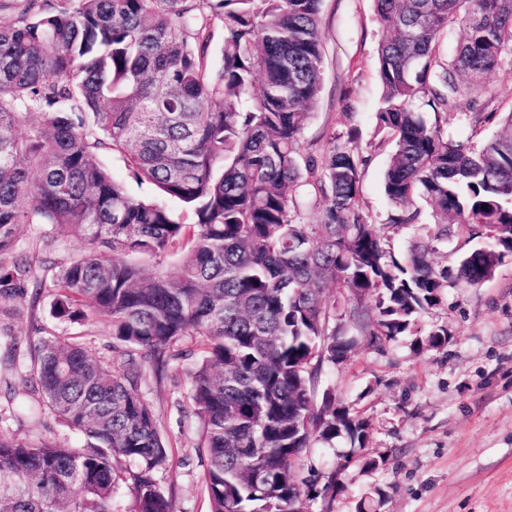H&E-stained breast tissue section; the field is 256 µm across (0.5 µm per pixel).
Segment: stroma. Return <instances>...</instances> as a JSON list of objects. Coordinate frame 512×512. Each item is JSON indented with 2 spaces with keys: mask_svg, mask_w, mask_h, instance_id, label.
Wrapping results in <instances>:
<instances>
[{
  "mask_svg": "<svg viewBox=\"0 0 512 512\" xmlns=\"http://www.w3.org/2000/svg\"><path fill=\"white\" fill-rule=\"evenodd\" d=\"M323 83L308 115L299 151L320 155L332 131L342 130L345 110L355 114L361 142L374 132L382 98L376 78L377 47L383 37L373 0H322ZM469 100H460L447 116L453 139L481 146L493 137L496 121L471 127ZM363 167L361 194L365 210L378 224L396 257L424 240V231L386 226L390 204L383 180L389 152L370 150ZM50 296L37 307L21 305L8 321L19 343L34 339L31 317L63 339L84 342L96 356L121 370L124 358L111 349L103 323L61 322L50 314ZM444 329L440 348L419 345L416 336H400L382 348L368 344L360 328L347 325L355 346L346 361L324 380L337 398L367 423L366 448L386 459L367 471L348 465L345 488L333 512H356L375 489L384 497L377 512H512V260L477 288L448 285L438 303L423 315L419 330ZM190 363H170L163 379L146 373L140 389L155 409L170 447V461L156 475L174 512H209L205 489V456L198 448V429L189 411ZM0 382V433L20 441H51L72 446L76 435L50 412L19 425Z\"/></svg>",
  "mask_w": 512,
  "mask_h": 512,
  "instance_id": "35a3bbf8",
  "label": "stroma"
}]
</instances>
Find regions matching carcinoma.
I'll return each mask as SVG.
<instances>
[{
  "mask_svg": "<svg viewBox=\"0 0 512 512\" xmlns=\"http://www.w3.org/2000/svg\"><path fill=\"white\" fill-rule=\"evenodd\" d=\"M10 2L0 0L14 12L0 24V315L47 289L54 318L108 327L125 368L41 327L24 353L9 343L0 365L18 378L13 420L48 410L81 444L0 434V512H114L122 482L128 512H174L155 480L170 450L139 383L147 367L162 376L187 340L203 352L190 400L210 512L333 502L336 472L296 478L312 442L344 434L364 468L386 462L365 453L366 422L331 388L316 401L355 343L342 320L379 348L418 331L448 280L477 288L512 254V112L479 148L439 120L512 56V0H374L386 32L375 127L391 146L386 223L424 226L422 198L435 208L431 237L481 239L453 275L427 249L402 261L387 250L362 200L354 113L324 154L298 153L322 86V0ZM456 26L448 58L439 41ZM103 151L185 214L130 193ZM22 224L50 231L19 248ZM57 234L81 242L63 263ZM330 287L345 294L340 310Z\"/></svg>",
  "mask_w": 512,
  "mask_h": 512,
  "instance_id": "obj_1",
  "label": "carcinoma"
}]
</instances>
